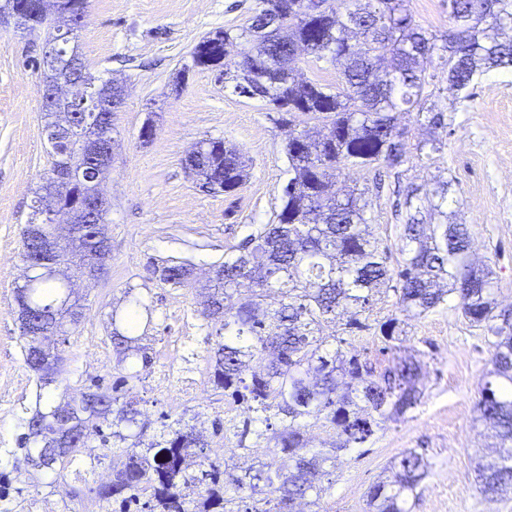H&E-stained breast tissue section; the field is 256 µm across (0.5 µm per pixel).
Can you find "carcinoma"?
Returning a JSON list of instances; mask_svg holds the SVG:
<instances>
[{
    "instance_id": "carcinoma-1",
    "label": "carcinoma",
    "mask_w": 512,
    "mask_h": 512,
    "mask_svg": "<svg viewBox=\"0 0 512 512\" xmlns=\"http://www.w3.org/2000/svg\"><path fill=\"white\" fill-rule=\"evenodd\" d=\"M29 30L53 35V15H29ZM316 16L304 11V0H260L252 22L235 34L218 31L204 38L206 51L194 49L195 67L220 68L224 59L239 56L236 70L224 71L234 89L248 88L277 112H284L287 127L285 153L290 178L282 191L280 210L270 224L238 245V254L215 265L214 278L197 289L199 315L218 336L210 356L209 382L239 405L247 417L238 437L241 467L227 459L203 454L204 436L175 424H165L159 438L143 452L141 438L147 430L140 422L139 402L118 394L117 387H96L80 397L42 401L43 391L60 383L62 370L46 367L40 341L60 337V344L85 318L86 305L76 301L72 310L44 317L65 294V284L42 277L33 269L31 282L14 287V300H22L37 315L19 324V341L26 368L36 385L35 406L22 419L24 432L18 450L24 466L42 472L56 471V464L72 453L91 447L98 438L102 447L112 445L118 460L112 480L95 488L99 509L119 512L141 506V512H295L296 502L314 495L320 501L333 485L332 469L339 456L362 447L389 419L405 415L419 399L420 366L404 359L382 371L340 337L322 334L325 323H338L348 315L342 330L352 336L369 328L361 315L373 292L390 288L405 312L434 310L451 295L468 321L483 328L492 348L490 375L476 401L479 419L495 438V455L478 463L477 491L498 497L512 491V309L492 301L493 272L470 262L472 244L466 225L448 222V185L422 198L419 188L407 191V215L402 224L397 268L388 266V248L380 247L368 232V202L363 193L346 186L330 191L336 170L367 169L375 164L398 169L408 162L405 131L398 117L403 112L425 114L430 126L444 129V111L425 106L424 77L420 62L437 58L448 85L471 97L469 88L484 73L512 67V0H448L454 29L437 43L414 24L405 0H322ZM278 15L274 30L260 29L262 16ZM306 53L336 65L341 88L333 91L298 74L299 59L292 41ZM272 61L288 71V87L276 83L267 69ZM322 124L314 139L310 122ZM206 149L189 162L197 170L200 188L212 180L241 186L245 162L232 146L219 138L201 140ZM53 165L78 155L60 142L51 145ZM420 204L413 205V200ZM443 218L426 222L424 211ZM106 214L79 215L82 246L97 254L108 246L96 240ZM152 273L164 284H195L194 266L187 261L152 264ZM277 301L264 305L267 297ZM125 313L112 310L111 342L117 364L130 362L139 369L118 382L140 379L152 365L146 334H137V319L153 309L144 297L125 291ZM262 369L255 370L256 366ZM254 422L264 429L251 431ZM320 424L333 431L332 442L317 449L304 439L305 429ZM266 442L263 453L245 445L249 433ZM199 460V492L185 497L188 481L185 458ZM428 462L410 450L398 463L394 480L378 482L366 494L369 512H411L417 488L426 476Z\"/></svg>"
}]
</instances>
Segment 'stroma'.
Returning <instances> with one entry per match:
<instances>
[{"label":"stroma","instance_id":"obj_1","mask_svg":"<svg viewBox=\"0 0 512 512\" xmlns=\"http://www.w3.org/2000/svg\"><path fill=\"white\" fill-rule=\"evenodd\" d=\"M405 6L427 33L443 37L454 27L448 0H406ZM258 7L259 0H89L77 38L90 72L119 79L127 96L114 116V161L104 185L112 258L107 274L83 288L87 311L62 347L61 387L75 396L91 381L107 387L121 376L107 326L126 288H136L154 309L147 331L154 364L150 374L127 385L128 395L139 400L151 433L181 419L204 429L210 447H223L228 456L237 451L231 428L245 415L208 381L215 339L197 314L194 290L160 282L150 264L186 259L206 278L280 208L288 163L285 132L274 113L265 101L235 92L220 71L192 64L198 42L219 30H238ZM46 37L42 30L30 34L0 25V387L26 386L10 412L0 414L1 449L16 447L19 420L36 397L17 341L13 288L23 274L22 230L33 191L51 168L41 135V71L34 65ZM182 69L187 76L175 83ZM424 69L428 101L444 110L447 128L435 131L416 113L401 115L409 161L386 177L383 189H376L371 169H345L337 179L364 192L371 232L395 262L403 222L397 191L416 185L425 194L449 183V221L467 225L475 260L493 271L496 303L512 307V69L486 72L466 100L449 89L438 62ZM149 117L156 131L145 143L139 132ZM435 136L442 148L426 154L422 146ZM210 137L236 147L247 162L248 177L233 193L202 192L184 167L195 143ZM394 315L401 343L389 349L378 326ZM364 316L369 328L352 337L353 346L384 366L415 355L421 397L363 448L340 457L322 512H368L369 487L391 478L394 463L411 449L429 463L412 512H512V492L491 499L476 489V462L494 444L475 407L491 368L485 331L452 299L423 315L399 313L390 290L375 294ZM164 373L196 378L199 397L159 390L154 380Z\"/></svg>","mask_w":512,"mask_h":512}]
</instances>
